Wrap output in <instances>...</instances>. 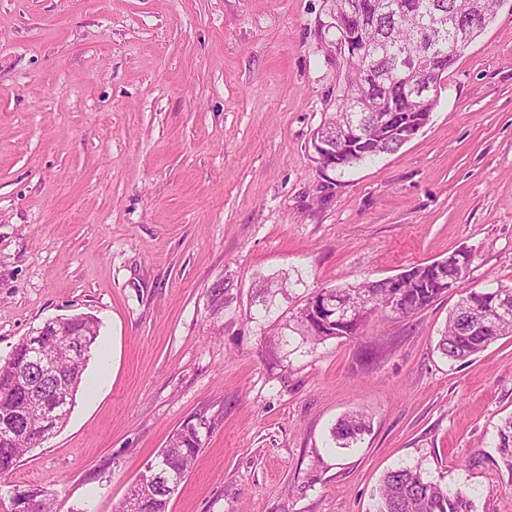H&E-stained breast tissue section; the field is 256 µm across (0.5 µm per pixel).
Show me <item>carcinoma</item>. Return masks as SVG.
<instances>
[{
    "label": "carcinoma",
    "mask_w": 512,
    "mask_h": 512,
    "mask_svg": "<svg viewBox=\"0 0 512 512\" xmlns=\"http://www.w3.org/2000/svg\"><path fill=\"white\" fill-rule=\"evenodd\" d=\"M376 2L378 0H361L370 23L363 27L356 22L349 28L359 54L346 58L343 95L337 99L336 112L316 131L337 142L338 155L330 160L336 163L332 170L341 174L368 159L399 150L407 143L400 132L414 124L424 126L430 120L438 99L411 98L406 91L407 80L393 67L394 56L403 48L413 55L425 53V43L418 37L420 17L430 11L445 17L451 14L461 27L469 29L474 40L493 20L499 6V0H402L406 11L395 16L382 13L374 16L371 6ZM462 54L463 50L445 35L432 42L424 65L442 75ZM370 56L379 61L380 68L368 86L369 94L392 104L394 125L383 134L373 130L367 138L352 142L347 139L351 126H371L377 120L374 112L352 111L349 102V95L365 81L364 59ZM330 160L325 158L323 163ZM472 261V253L461 249L442 260L404 270L396 282L384 278L322 288L313 295L316 301H321V294L328 292L347 307L358 309V313H343L336 319L316 311L307 319L298 317L297 326L286 325L289 333L281 334V341L298 349L327 339H350L361 335L365 322L377 312L415 314L459 287L469 276ZM292 286L286 276L280 279L277 289L268 287L264 280L259 282L257 320L277 324L282 319L280 300L290 299ZM42 333L40 341L50 350L56 369L66 375L72 395H77L87 360L73 353V345L84 341L87 346H93L98 336V321L93 317H77L58 326L50 319L43 323ZM507 336H512V286L471 288L460 295L449 311L438 349L447 358L461 361ZM37 388L44 391L38 411L26 418L19 417L18 409ZM61 404L63 401L56 396L55 379L33 369L29 364L27 341L21 339L9 359L0 363V478L20 465L32 450L33 442L45 441L53 435L51 429L42 425L38 412L57 418V429L66 426L73 406L63 408ZM366 427L365 418L360 414L342 418L333 428L335 443L341 448L353 446ZM201 447L199 427L188 422L171 435L156 460L167 474L184 477ZM496 450L503 465L512 473V416L498 428ZM172 496L162 479L147 474L140 475L129 492V498L137 501V512H167ZM475 497V489L468 486L443 487L432 481L420 463L405 464L384 475L375 512H476Z\"/></svg>",
    "instance_id": "cac0c4a2"
}]
</instances>
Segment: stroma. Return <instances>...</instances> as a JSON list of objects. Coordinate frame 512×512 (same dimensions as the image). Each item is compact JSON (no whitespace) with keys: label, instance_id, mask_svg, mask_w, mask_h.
<instances>
[{"label":"stroma","instance_id":"obj_1","mask_svg":"<svg viewBox=\"0 0 512 512\" xmlns=\"http://www.w3.org/2000/svg\"><path fill=\"white\" fill-rule=\"evenodd\" d=\"M330 22L329 0H0V359L47 320L99 323L67 425L0 494L119 512L192 422L169 512H373L414 462L512 512V338L444 358L455 294L295 353L249 317L263 278L295 280L289 318L460 249L467 287L512 285V0L419 134L342 175L312 147L345 84ZM355 411L368 432L335 447ZM497 431L495 448L503 465L512 473V416L502 422Z\"/></svg>","mask_w":512,"mask_h":512}]
</instances>
